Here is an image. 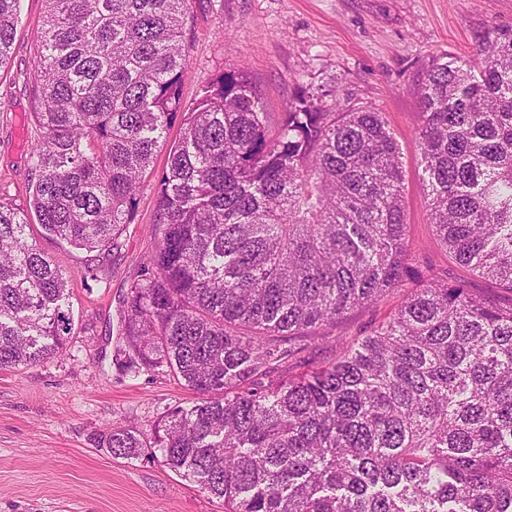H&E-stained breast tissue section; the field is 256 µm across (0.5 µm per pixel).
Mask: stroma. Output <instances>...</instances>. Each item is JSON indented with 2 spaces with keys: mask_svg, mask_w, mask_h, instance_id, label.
<instances>
[{
  "mask_svg": "<svg viewBox=\"0 0 512 512\" xmlns=\"http://www.w3.org/2000/svg\"><path fill=\"white\" fill-rule=\"evenodd\" d=\"M44 11L45 0H20L11 58L0 69V198L22 207L33 178L30 145L40 136L30 113ZM492 25L512 27V0H193L182 98L192 102L206 81L242 66L268 112L285 111L304 85L322 89L326 103L384 113L401 147L415 250L488 291L491 282L457 265L428 220L415 81L432 54L471 57L476 37ZM166 163V149H158L100 281L83 279L86 251L44 235L37 217L29 219L39 247L70 280L73 334L63 357L0 368V512H224L222 501L161 459L127 460L96 445L112 427L150 432L196 399L166 368L127 376L113 362L123 299L156 245V187ZM401 301L394 291L338 320L326 349L301 353L289 376H309L335 359Z\"/></svg>",
  "mask_w": 512,
  "mask_h": 512,
  "instance_id": "35a3bbf8",
  "label": "stroma"
}]
</instances>
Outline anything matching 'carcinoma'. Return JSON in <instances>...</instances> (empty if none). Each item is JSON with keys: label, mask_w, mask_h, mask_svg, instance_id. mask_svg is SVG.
Masks as SVG:
<instances>
[{"label": "carcinoma", "mask_w": 512, "mask_h": 512, "mask_svg": "<svg viewBox=\"0 0 512 512\" xmlns=\"http://www.w3.org/2000/svg\"><path fill=\"white\" fill-rule=\"evenodd\" d=\"M18 2L0 0V68ZM45 2L29 209L96 280L168 145L114 357L199 394L152 438L110 428L100 446L161 456L224 512H512V28L471 59L431 55L416 85L429 223L488 294L415 263L383 113L302 88L273 118L242 67L186 106L191 0ZM29 227L0 199V368L65 355L72 332L69 278ZM399 290L337 359L288 377L301 342Z\"/></svg>", "instance_id": "1"}]
</instances>
